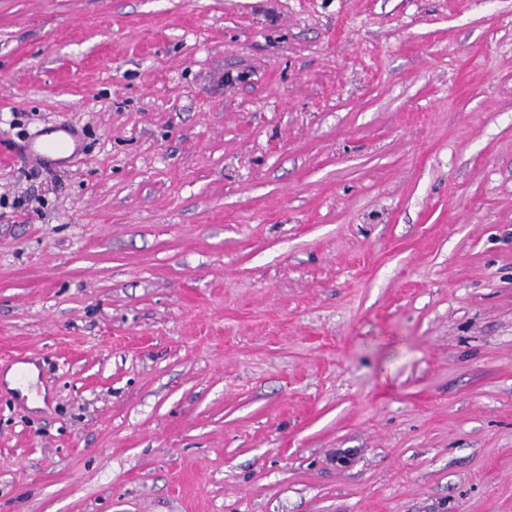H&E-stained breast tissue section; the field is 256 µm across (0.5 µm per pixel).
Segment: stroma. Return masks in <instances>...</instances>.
I'll return each instance as SVG.
<instances>
[{
    "instance_id": "stroma-1",
    "label": "stroma",
    "mask_w": 512,
    "mask_h": 512,
    "mask_svg": "<svg viewBox=\"0 0 512 512\" xmlns=\"http://www.w3.org/2000/svg\"><path fill=\"white\" fill-rule=\"evenodd\" d=\"M1 143L0 512H512V0H0Z\"/></svg>"
}]
</instances>
